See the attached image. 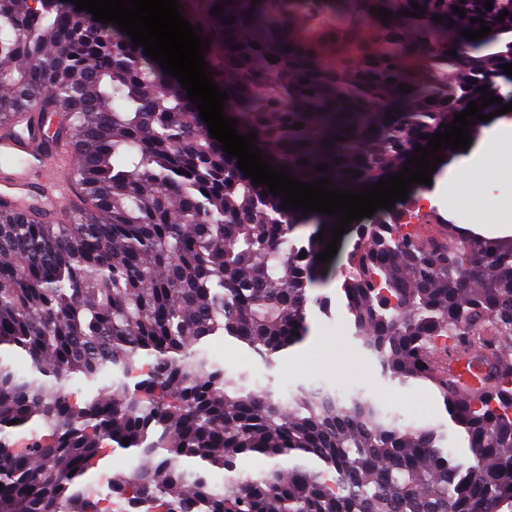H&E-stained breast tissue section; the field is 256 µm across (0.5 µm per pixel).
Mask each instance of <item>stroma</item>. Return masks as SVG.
<instances>
[{"mask_svg":"<svg viewBox=\"0 0 512 512\" xmlns=\"http://www.w3.org/2000/svg\"><path fill=\"white\" fill-rule=\"evenodd\" d=\"M497 186L500 203L496 209L484 211L471 205L450 214L441 208L434 214H420V230L430 232V223L437 216L447 220L452 232L466 230L467 226L478 223L512 225V177L498 178ZM355 241V233L342 235L338 243L339 253L328 263L326 282L314 290L315 295L324 297L325 302L320 306L309 305L307 309L310 333L304 342V352L288 349L270 365L244 344L215 336L207 345L210 356L223 363L230 378L258 381L260 389L273 391L288 402L293 401L303 388H323L332 392L340 389L350 396L364 394L400 424L438 428L445 436V446L457 449L461 461H469L463 434L450 420L437 389L421 381L402 384L382 373L377 363L354 340L352 315L338 313V299L342 295L341 255L351 250Z\"/></svg>","mask_w":512,"mask_h":512,"instance_id":"obj_1","label":"stroma"}]
</instances>
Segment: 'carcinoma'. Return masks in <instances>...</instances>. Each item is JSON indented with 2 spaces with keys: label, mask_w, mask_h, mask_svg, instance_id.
<instances>
[{
  "label": "carcinoma",
  "mask_w": 512,
  "mask_h": 512,
  "mask_svg": "<svg viewBox=\"0 0 512 512\" xmlns=\"http://www.w3.org/2000/svg\"><path fill=\"white\" fill-rule=\"evenodd\" d=\"M416 2V18L404 14L411 0L179 9L203 28L226 116L257 134L263 159L357 190L401 171L508 63L512 0H498L492 18L509 15L492 42L460 35L480 28L471 19L487 17L485 0ZM2 91L0 124L18 100L65 109L53 136L77 156L84 205L64 224L0 210V512H102L84 477L106 441L140 459L112 475L124 512H512V236H421L403 222L417 183L359 226L343 272L354 336L391 378L439 391L467 440L465 464L433 429L402 426L360 393L347 402L303 388L289 406L208 356L213 336L268 363L306 338L336 219L263 195L144 47L70 0H0ZM312 221L297 246L289 235ZM459 342L474 385L453 360L434 361ZM143 355L153 367L131 386ZM75 382L94 390L82 407L70 401ZM32 423L48 437H19ZM245 457L268 465L245 473Z\"/></svg>",
  "instance_id": "obj_1"
}]
</instances>
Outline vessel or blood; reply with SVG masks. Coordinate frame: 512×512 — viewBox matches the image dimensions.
<instances>
[{"mask_svg": "<svg viewBox=\"0 0 512 512\" xmlns=\"http://www.w3.org/2000/svg\"><path fill=\"white\" fill-rule=\"evenodd\" d=\"M74 163L40 113L0 128V207L45 216L70 208L80 193L69 177Z\"/></svg>", "mask_w": 512, "mask_h": 512, "instance_id": "obj_1", "label": "vessel or blood"}]
</instances>
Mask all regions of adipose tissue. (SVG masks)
Wrapping results in <instances>:
<instances>
[{"instance_id": "obj_1", "label": "adipose tissue", "mask_w": 512, "mask_h": 512, "mask_svg": "<svg viewBox=\"0 0 512 512\" xmlns=\"http://www.w3.org/2000/svg\"><path fill=\"white\" fill-rule=\"evenodd\" d=\"M479 135L481 146L477 168L485 179L480 183L474 202L482 210L489 211L496 207L497 199L487 181L488 175H512V116L500 115L491 130H480Z\"/></svg>"}]
</instances>
